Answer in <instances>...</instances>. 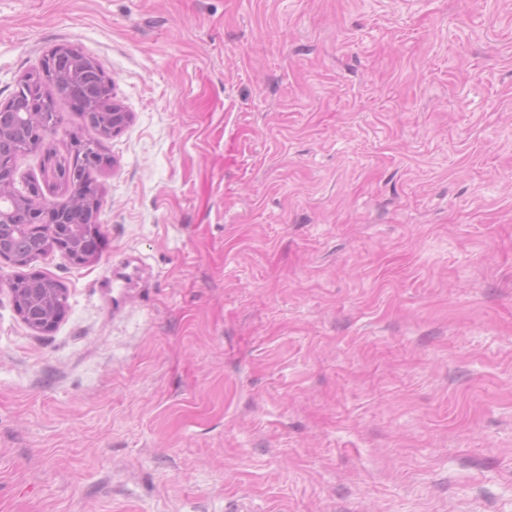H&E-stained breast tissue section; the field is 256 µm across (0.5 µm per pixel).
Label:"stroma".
<instances>
[{"label": "stroma", "mask_w": 512, "mask_h": 512, "mask_svg": "<svg viewBox=\"0 0 512 512\" xmlns=\"http://www.w3.org/2000/svg\"><path fill=\"white\" fill-rule=\"evenodd\" d=\"M131 119L94 261L0 262V512H512V0H0ZM9 290L16 313L29 327L36 331L46 332L53 329L66 312L67 307L63 305L51 318L48 317V312L51 306V296L50 290L46 289L43 305L47 308V315L42 318L40 322L32 324V321L35 320V316L33 311L27 309V301L25 298L20 294L19 291H15L13 288H9Z\"/></svg>", "instance_id": "obj_1"}]
</instances>
